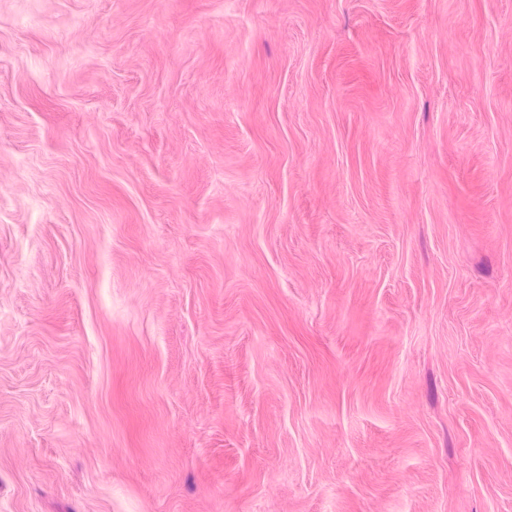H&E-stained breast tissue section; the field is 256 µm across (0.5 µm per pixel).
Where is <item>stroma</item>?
<instances>
[{"label":"stroma","instance_id":"obj_1","mask_svg":"<svg viewBox=\"0 0 512 512\" xmlns=\"http://www.w3.org/2000/svg\"><path fill=\"white\" fill-rule=\"evenodd\" d=\"M0 512H512V0H0Z\"/></svg>","mask_w":512,"mask_h":512}]
</instances>
